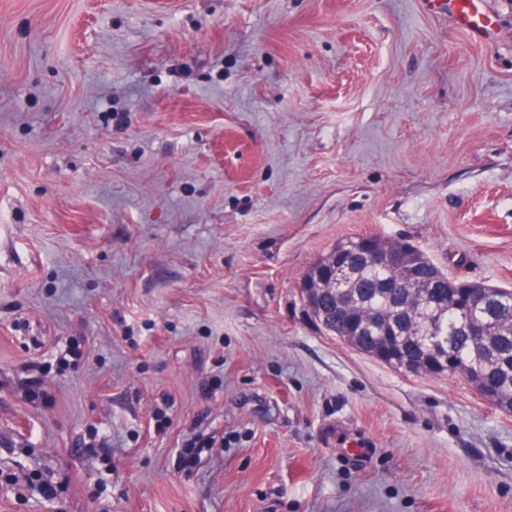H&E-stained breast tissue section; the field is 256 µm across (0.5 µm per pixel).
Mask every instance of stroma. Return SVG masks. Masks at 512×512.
<instances>
[{
	"label": "stroma",
	"mask_w": 512,
	"mask_h": 512,
	"mask_svg": "<svg viewBox=\"0 0 512 512\" xmlns=\"http://www.w3.org/2000/svg\"><path fill=\"white\" fill-rule=\"evenodd\" d=\"M486 3L0 0V512H512V412L298 294L365 234L512 288ZM480 0H448V20L456 29L478 39L492 26L494 16L482 9L476 2Z\"/></svg>",
	"instance_id": "stroma-1"
}]
</instances>
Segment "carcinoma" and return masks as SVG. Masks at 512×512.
<instances>
[{
	"mask_svg": "<svg viewBox=\"0 0 512 512\" xmlns=\"http://www.w3.org/2000/svg\"><path fill=\"white\" fill-rule=\"evenodd\" d=\"M399 242L373 236H356L342 241L320 258L305 274L306 287L300 289L302 301L320 280H331L340 268L348 270L344 287L336 289V298L312 297L319 301L315 320L330 335L396 370L409 360L427 369L430 375H443L435 369L439 359L430 352L422 337L430 335L437 325L448 337V369L468 371L469 384L479 395L489 391L490 403L512 411V301L506 299L509 289L491 286V301L478 309L469 307L461 298L468 282L447 277L422 251L418 250L411 262L412 280L404 281L398 269L382 271L364 257L369 247L378 253L395 249ZM442 285L452 291L448 303L428 310L429 320L420 318L408 307L419 303L430 289ZM373 311L402 322L395 342L387 337L358 332L359 324ZM469 313L484 323L486 348L492 359L486 361L472 353L467 328L461 325V316Z\"/></svg>",
	"mask_w": 512,
	"mask_h": 512,
	"instance_id": "cac0c4a2",
	"label": "carcinoma"
}]
</instances>
